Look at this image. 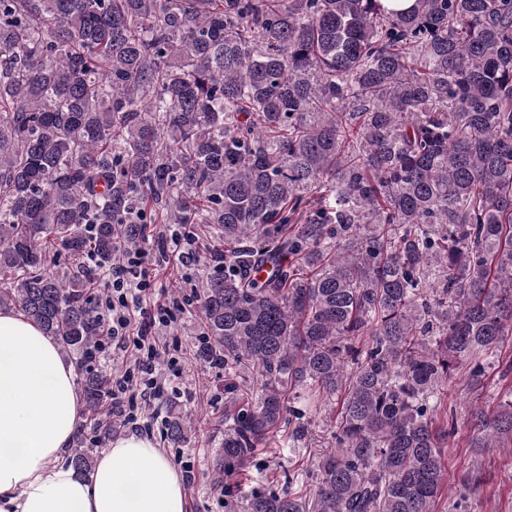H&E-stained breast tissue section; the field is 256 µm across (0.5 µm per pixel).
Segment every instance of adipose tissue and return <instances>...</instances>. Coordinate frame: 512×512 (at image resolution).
I'll use <instances>...</instances> for the list:
<instances>
[{
	"label": "adipose tissue",
	"mask_w": 512,
	"mask_h": 512,
	"mask_svg": "<svg viewBox=\"0 0 512 512\" xmlns=\"http://www.w3.org/2000/svg\"><path fill=\"white\" fill-rule=\"evenodd\" d=\"M71 362L0 310V512H187L182 478L148 437L115 438L88 477L66 462L80 423Z\"/></svg>",
	"instance_id": "adipose-tissue-1"
}]
</instances>
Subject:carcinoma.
Here are the masks:
<instances>
[{
    "label": "carcinoma",
    "mask_w": 512,
    "mask_h": 512,
    "mask_svg": "<svg viewBox=\"0 0 512 512\" xmlns=\"http://www.w3.org/2000/svg\"><path fill=\"white\" fill-rule=\"evenodd\" d=\"M147 224L224 257L198 291L227 512H436L443 388L512 336V0H0V309L77 356L84 475L118 428L88 262ZM319 400L335 446L238 500ZM469 415L470 447L512 446V387ZM191 425L169 411L168 443Z\"/></svg>",
    "instance_id": "obj_1"
}]
</instances>
